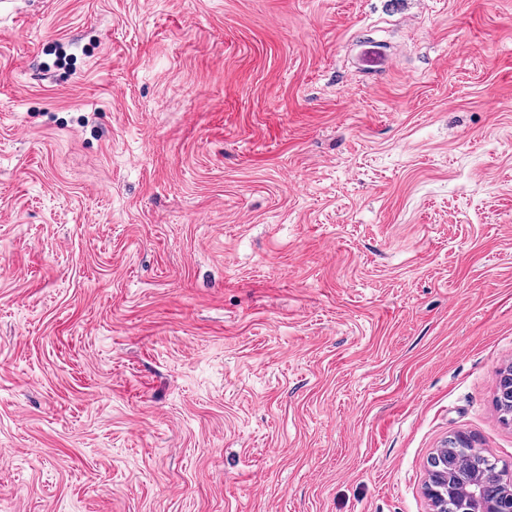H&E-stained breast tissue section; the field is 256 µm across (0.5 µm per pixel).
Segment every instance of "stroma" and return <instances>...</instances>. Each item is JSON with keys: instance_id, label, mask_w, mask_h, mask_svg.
Returning <instances> with one entry per match:
<instances>
[{"instance_id": "obj_1", "label": "stroma", "mask_w": 512, "mask_h": 512, "mask_svg": "<svg viewBox=\"0 0 512 512\" xmlns=\"http://www.w3.org/2000/svg\"><path fill=\"white\" fill-rule=\"evenodd\" d=\"M511 365L512 0L0 7V512H430Z\"/></svg>"}]
</instances>
